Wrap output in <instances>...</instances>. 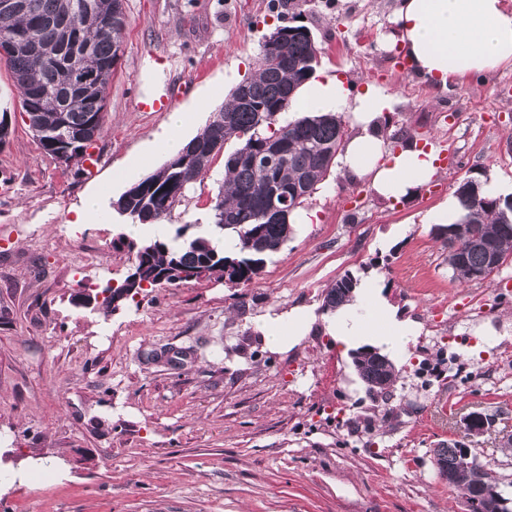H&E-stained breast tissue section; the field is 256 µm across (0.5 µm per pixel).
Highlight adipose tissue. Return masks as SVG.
<instances>
[{"instance_id": "ef3b65f1", "label": "adipose tissue", "mask_w": 512, "mask_h": 512, "mask_svg": "<svg viewBox=\"0 0 512 512\" xmlns=\"http://www.w3.org/2000/svg\"><path fill=\"white\" fill-rule=\"evenodd\" d=\"M394 23L393 42L402 46L414 72L438 88L512 64V9L504 0H398ZM391 107V97L377 88L356 94L343 75L320 72L298 90L291 109L299 116L344 114L356 129L339 156L344 174L369 179L378 196L402 201L437 175L438 154L412 142L391 149L380 124ZM311 323L310 312L293 310L263 321L259 329L266 345L280 350L305 336ZM328 330L346 347L359 337H376L402 358L418 333L415 323L398 318L373 277L359 285L353 303L336 310Z\"/></svg>"}]
</instances>
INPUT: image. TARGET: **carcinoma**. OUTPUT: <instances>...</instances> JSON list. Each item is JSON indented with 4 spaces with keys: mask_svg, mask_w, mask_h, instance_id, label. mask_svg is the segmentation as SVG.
I'll use <instances>...</instances> for the list:
<instances>
[{
    "mask_svg": "<svg viewBox=\"0 0 512 512\" xmlns=\"http://www.w3.org/2000/svg\"><path fill=\"white\" fill-rule=\"evenodd\" d=\"M33 8L18 13L0 12V63L13 78L22 109L38 111L44 134L36 136L45 154L56 149L49 132L60 117L79 128L98 114H105L108 90L123 55L126 26L125 0H31ZM311 30L301 24L281 25L262 42L256 69L241 82L229 99L213 113L208 125L190 139L163 166L128 187L113 208L133 223L163 224L171 220L194 184L208 172L212 159L224 145L235 148L224 156V179L211 206L213 231H227L237 238V250L218 249L207 235H189L190 225L176 229L170 239L118 242L134 256L133 275L93 293L95 308L107 315L122 303L153 288L183 281L180 272L206 266L210 275L236 284H248L260 274L265 258L288 242L294 233L288 215L301 207L326 180L337 155L349 139L342 114L324 112L290 118L286 111L297 90L314 74L318 47ZM74 38L91 49L93 63L108 65L101 72L100 93L71 94L70 70L45 58L38 47ZM17 40L31 44L12 51ZM306 182L304 191L292 189ZM288 192L286 212L267 214L269 193ZM464 209L453 224L436 228L448 269L461 282L482 281L491 275L489 258H512V196H497L474 176L464 177L455 190ZM465 227L483 241L486 249L472 248L456 236ZM358 281L346 273L324 292L323 308L335 310L350 302ZM353 365L368 392L385 398L397 379L394 363L378 351L364 347L355 352ZM439 471H452V488L471 501L479 484L493 485L488 471L476 473L464 466L458 444L434 450Z\"/></svg>",
    "mask_w": 512,
    "mask_h": 512,
    "instance_id": "cac0c4a2",
    "label": "carcinoma"
}]
</instances>
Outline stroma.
Returning <instances> with one entry per match:
<instances>
[{
	"label": "stroma",
	"instance_id": "obj_1",
	"mask_svg": "<svg viewBox=\"0 0 512 512\" xmlns=\"http://www.w3.org/2000/svg\"><path fill=\"white\" fill-rule=\"evenodd\" d=\"M397 0H289L320 48L319 69L393 99L392 117L459 163L401 202L332 168L302 225L249 284L205 277L162 287L105 315L76 305L84 288L126 276L113 248L129 221L118 196L165 155H148L168 125L140 102L169 90L195 112L191 139L254 69L277 23L273 0H127L123 57L107 98L101 163L85 178L45 154L0 64L12 135L0 148V512H470L441 480L433 451L468 440L512 499V263L459 283L423 216L459 181L512 183V65L441 90L390 47ZM224 177L216 156L170 223L210 233ZM104 221L80 224L89 193ZM379 273L383 294L419 332L397 362L390 404L372 400L322 308L344 274ZM311 311L284 351L257 329ZM480 407L494 431L466 438ZM50 470H42L43 461Z\"/></svg>",
	"mask_w": 512,
	"mask_h": 512
}]
</instances>
